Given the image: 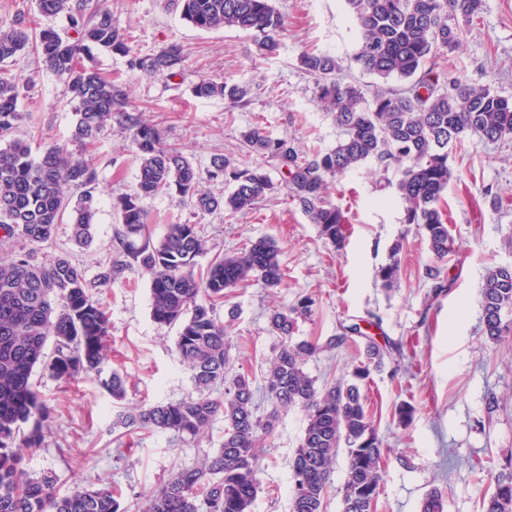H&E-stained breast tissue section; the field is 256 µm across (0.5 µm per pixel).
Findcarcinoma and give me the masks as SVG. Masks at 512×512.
Here are the masks:
<instances>
[{"mask_svg": "<svg viewBox=\"0 0 512 512\" xmlns=\"http://www.w3.org/2000/svg\"><path fill=\"white\" fill-rule=\"evenodd\" d=\"M346 3L360 37L353 61L383 84L366 89L345 78L334 56L305 53L300 66L315 79L319 102L333 113L341 130L336 146L304 156L290 141L254 126L242 134L244 147L280 171L291 198L336 248L346 239V217L327 201L330 186L368 161L385 168L401 166L396 192L405 205V223L417 227L441 262L452 243L443 207L454 177L448 146L471 137L491 144L512 139V98L467 82L451 65L446 72L436 67V59L459 48L461 24L480 19L484 0ZM88 4L38 0L41 15L67 18L63 34L40 28L33 20L0 31V62L32 51L64 82L75 116L73 142L85 149L115 121L129 133L137 162L134 192L112 201L120 216L115 255L97 279H87L85 269L64 254L37 261L36 250L52 244L66 214L75 243L86 246L92 241L98 172L90 159L64 144H48L34 157L27 142L13 138L25 118L19 110L20 86L14 79L0 78V138L6 140L0 148V241L31 246L11 259H0V512H122L121 492L112 484L99 482L62 496L55 476H29L24 459L42 447L55 413L34 381L35 369L69 383L101 372L111 350L110 319L93 291L137 267L150 274L153 319L177 327L176 348L192 372L196 394L178 401L144 402L119 413L112 428L197 437L218 416L224 418L220 447L195 467L174 470L148 497L142 512H253L261 489V442L273 434L280 411L291 408L301 409L307 419L292 463L291 512H324L332 465L342 445L347 453L342 512H375L384 448L360 389L370 369L359 365L352 380L328 389L318 388L304 371L321 346L312 340L294 343L292 337L298 319L312 314L313 296L303 295L269 316L271 331L283 343L263 376L272 404L266 416L256 415L249 375L227 379L231 340L216 308L224 303L227 290L242 284L282 285L285 273L275 242L256 239L198 272V259L207 247L196 225L169 224L159 243L150 239L146 199L176 195L203 215L249 213L277 186L265 168L216 155L210 178L231 185V190L221 196L202 190L193 161L164 141L158 125L128 110L123 84L82 63L96 47L126 57L131 70L175 76L182 69L181 47L170 44L152 54H135L112 13L90 11ZM179 5L183 18L197 28L252 35L262 56L277 50L286 30L285 16L273 0H179ZM390 79L401 86H384ZM192 92L197 98L222 97L233 107L248 103L251 96L247 85L210 78L201 79ZM66 187L81 190L72 206ZM402 249V241H396L395 260L379 271L386 288L397 280L396 256ZM511 312L512 265L496 266L483 284V334L496 341L511 332L512 323L504 320ZM50 340L54 348L48 353ZM364 348L377 366L398 352L370 336L364 337ZM126 383L127 375L119 369L103 380L116 400L125 397ZM216 390L221 391L217 398ZM421 512H444L441 492H428ZM483 512H512V470L496 478L494 491L483 500Z\"/></svg>", "mask_w": 512, "mask_h": 512, "instance_id": "1", "label": "carcinoma"}]
</instances>
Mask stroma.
<instances>
[{
    "instance_id": "obj_1",
    "label": "stroma",
    "mask_w": 512,
    "mask_h": 512,
    "mask_svg": "<svg viewBox=\"0 0 512 512\" xmlns=\"http://www.w3.org/2000/svg\"><path fill=\"white\" fill-rule=\"evenodd\" d=\"M132 48L149 54L170 44L182 47L184 67L171 78L130 71L125 57L97 53L92 64L107 77L121 78L129 107L159 125L169 144L180 147L198 168L204 189L224 193L223 182L210 179L214 155L248 158L241 135L258 125L275 138L291 140L301 150L328 151L340 136L333 116L319 103L312 77L301 71L306 51L329 53L341 62L347 78L375 85V76L358 69L353 55L358 36L345 0H274L288 31L272 55L256 53L252 37L233 29L202 30L184 20L176 0H100ZM453 61L460 75L512 96V0H485L480 22L463 31ZM20 80V110L27 118L17 137L33 152L45 144L69 142L74 116L65 85L33 53L0 63V73ZM251 86L248 104L233 107L223 98L192 94L202 78ZM98 171L99 212L93 240L78 248L69 224L58 225L51 248L38 260L68 253L88 278L108 267L115 254L120 224L112 208L117 195L133 192L137 166L128 133L108 127L93 147ZM455 178L445 195L453 251L441 262L442 292H434L425 267L433 261L426 241L404 221L396 195L398 166L379 170L368 162L332 185L329 199L342 206L350 224L345 245L335 249L319 235L287 191L262 200L247 214L202 215L177 196L145 200L152 240L167 225H196L210 257L231 255L249 241L273 238L281 249L287 277L268 289L253 282L227 292L220 318H231L230 374L260 378L281 340L269 326L272 310L313 295L312 315L300 320L295 340H318L322 350L310 358L306 372L317 387L348 378L364 360L362 341L335 348L326 342L343 325L358 323L377 342H391L400 363L372 371L365 388L368 412L385 448L383 482L375 512H420L433 489L444 497V512H482V501L496 476L512 466V334L493 342L481 332L482 285L488 269L512 264V202L494 208L486 187L512 194V141L488 144L473 137L464 149H450ZM402 241L400 277L382 287L378 271L390 262L391 247ZM97 297L112 326L110 367L128 376L124 401H113L96 375L68 384L37 374L40 392L59 408L42 448L24 463L33 477L56 476L61 492L100 481L123 490L122 504L136 508L161 486L175 468H190L219 448L223 423L198 437L173 433L113 429L119 411L141 401H177L195 389L191 372L176 349L177 329L151 315L150 277L142 270L100 289ZM498 407L489 410V397ZM410 404L413 416L400 423L396 409ZM306 419L300 409L281 413L275 432L263 443L262 489L254 512H290V484L295 450Z\"/></svg>"
}]
</instances>
